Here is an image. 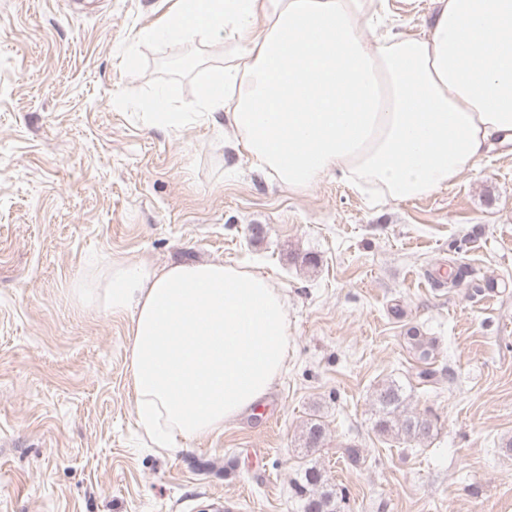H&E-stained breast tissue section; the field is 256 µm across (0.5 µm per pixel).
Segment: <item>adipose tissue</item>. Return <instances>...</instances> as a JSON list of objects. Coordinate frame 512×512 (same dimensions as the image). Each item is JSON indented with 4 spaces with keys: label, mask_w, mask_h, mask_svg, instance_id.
<instances>
[{
    "label": "adipose tissue",
    "mask_w": 512,
    "mask_h": 512,
    "mask_svg": "<svg viewBox=\"0 0 512 512\" xmlns=\"http://www.w3.org/2000/svg\"><path fill=\"white\" fill-rule=\"evenodd\" d=\"M434 2L423 32L370 41L371 0H176L141 37L236 44L196 115L224 113L288 190L337 174L407 201L448 188L492 137L512 142V0ZM73 289L129 317L137 423L160 447L223 430L286 365V299L261 275L116 256Z\"/></svg>",
    "instance_id": "obj_1"
}]
</instances>
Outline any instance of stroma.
Here are the masks:
<instances>
[{"label":"stroma","mask_w":512,"mask_h":512,"mask_svg":"<svg viewBox=\"0 0 512 512\" xmlns=\"http://www.w3.org/2000/svg\"><path fill=\"white\" fill-rule=\"evenodd\" d=\"M174 3L0 0V512H296L291 483L312 465L342 512H512V153L404 202L337 176L288 191L223 115H144L160 95L190 111L237 55L220 37L140 40ZM375 6L398 31L433 18V0ZM112 256L211 260L279 288L288 361L265 399L222 433L154 446L129 318L71 293ZM453 265L467 273L452 288ZM390 381L431 437L375 430ZM310 421L326 426L312 453Z\"/></svg>","instance_id":"obj_1"}]
</instances>
